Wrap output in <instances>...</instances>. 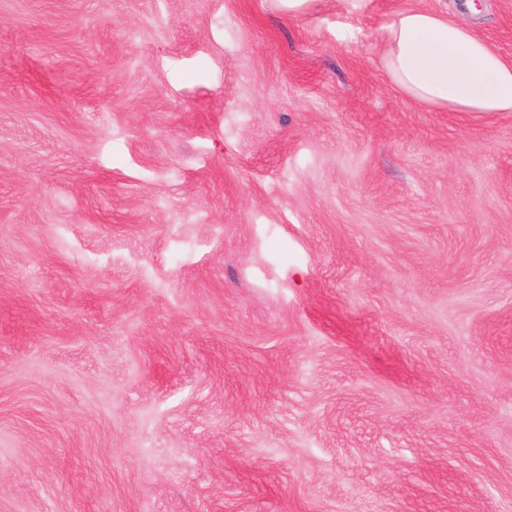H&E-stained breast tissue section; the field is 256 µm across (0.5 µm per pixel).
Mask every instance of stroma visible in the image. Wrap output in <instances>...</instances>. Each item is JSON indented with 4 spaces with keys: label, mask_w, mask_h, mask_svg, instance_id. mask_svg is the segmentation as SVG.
I'll list each match as a JSON object with an SVG mask.
<instances>
[{
    "label": "stroma",
    "mask_w": 512,
    "mask_h": 512,
    "mask_svg": "<svg viewBox=\"0 0 512 512\" xmlns=\"http://www.w3.org/2000/svg\"><path fill=\"white\" fill-rule=\"evenodd\" d=\"M0 0V512H512V112L406 8ZM383 62L414 99L462 112H512V62L445 14L406 8L386 27Z\"/></svg>",
    "instance_id": "stroma-1"
}]
</instances>
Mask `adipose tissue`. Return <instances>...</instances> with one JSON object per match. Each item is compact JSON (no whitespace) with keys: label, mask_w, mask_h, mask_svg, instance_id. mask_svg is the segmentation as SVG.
Returning <instances> with one entry per match:
<instances>
[{"label":"adipose tissue","mask_w":512,"mask_h":512,"mask_svg":"<svg viewBox=\"0 0 512 512\" xmlns=\"http://www.w3.org/2000/svg\"><path fill=\"white\" fill-rule=\"evenodd\" d=\"M383 62L414 99L462 112H512V62L447 15L406 8L386 27Z\"/></svg>","instance_id":"adipose-tissue-1"}]
</instances>
